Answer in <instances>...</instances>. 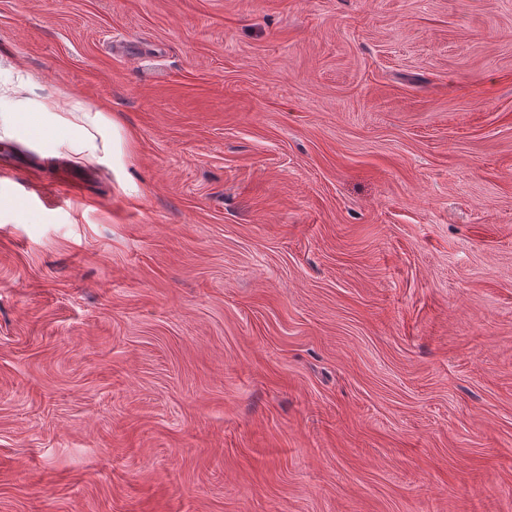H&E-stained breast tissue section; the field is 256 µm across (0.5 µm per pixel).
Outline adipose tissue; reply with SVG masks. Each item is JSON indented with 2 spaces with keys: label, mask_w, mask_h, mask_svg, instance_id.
Returning a JSON list of instances; mask_svg holds the SVG:
<instances>
[{
  "label": "adipose tissue",
  "mask_w": 512,
  "mask_h": 512,
  "mask_svg": "<svg viewBox=\"0 0 512 512\" xmlns=\"http://www.w3.org/2000/svg\"><path fill=\"white\" fill-rule=\"evenodd\" d=\"M51 120L70 130L68 144L75 152L93 157L102 151L121 160L129 134L116 118L97 111L79 113L74 120L56 114Z\"/></svg>",
  "instance_id": "1"
}]
</instances>
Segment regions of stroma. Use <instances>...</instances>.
I'll use <instances>...</instances> for the list:
<instances>
[{"mask_svg":"<svg viewBox=\"0 0 512 512\" xmlns=\"http://www.w3.org/2000/svg\"><path fill=\"white\" fill-rule=\"evenodd\" d=\"M0 512H512V0H0ZM71 119L62 117L55 112H4L9 119L18 124V128L26 132L28 128L38 122L46 125L42 114L49 116L54 125H63L71 131L68 138L69 147L75 152L88 157H97L101 150L104 153L112 154V160H121L124 155L123 146L129 139V133L123 129L120 122L112 116L107 118L103 112H69ZM79 113V114H78ZM79 119L81 124H77L73 119ZM100 128H111L112 139L103 141L100 145L97 136L91 130L98 132Z\"/></svg>","mask_w":512,"mask_h":512,"instance_id":"1","label":"stroma"}]
</instances>
